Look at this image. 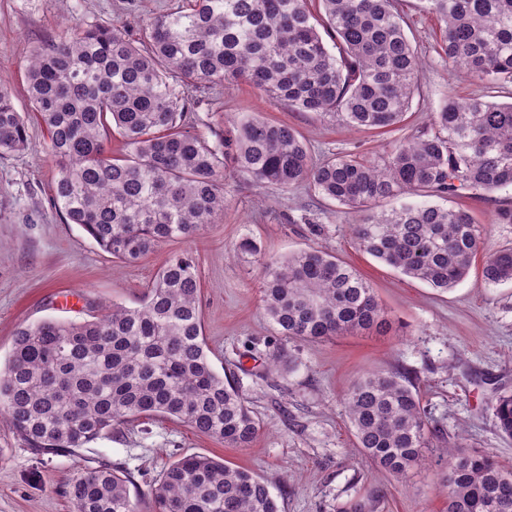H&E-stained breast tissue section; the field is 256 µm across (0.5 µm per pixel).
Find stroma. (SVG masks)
Segmentation results:
<instances>
[{"label":"stroma","instance_id":"stroma-1","mask_svg":"<svg viewBox=\"0 0 512 512\" xmlns=\"http://www.w3.org/2000/svg\"><path fill=\"white\" fill-rule=\"evenodd\" d=\"M178 0H0V80L18 111L29 109L24 77L34 47L54 41L75 20L137 31L140 22ZM395 7L421 59L416 92L404 123L355 131L313 112L271 101L245 82L193 93L188 129L204 137L228 131L233 118L257 114L294 127L314 158L356 156L378 162L398 140L432 127L448 97L487 93L512 100V84L491 90L449 67L440 49L441 26L423 0ZM48 136L29 126L27 149L0 158V367L14 334L45 318L83 321L112 304L135 307L160 268L176 254L198 262L201 308L210 359L230 374L261 420L247 448H228L183 423L162 417L121 425L78 456L37 455L0 414V512H73L67 484L96 461L124 467L139 512H151L148 487L178 457L205 454L252 470L277 496L283 512H351L378 492L373 512H444L440 492L448 469V437L491 453L512 469V438L500 435L492 402L512 391V284L486 285L480 266L448 292L407 278L356 244L359 212L324 199L308 184L280 191L235 172L233 146L224 161V214L190 240H172L134 263L112 259L51 204L55 164ZM483 230L482 251L512 246V189L460 198ZM251 238L258 250L235 248ZM319 247L350 264L373 288L391 323L383 335H344L322 342L283 340L262 301L263 263ZM408 370L429 421L447 437L425 449L405 483L394 481L355 449L344 404L348 388L374 372Z\"/></svg>","mask_w":512,"mask_h":512}]
</instances>
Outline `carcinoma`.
<instances>
[{"label": "carcinoma", "mask_w": 512, "mask_h": 512, "mask_svg": "<svg viewBox=\"0 0 512 512\" xmlns=\"http://www.w3.org/2000/svg\"><path fill=\"white\" fill-rule=\"evenodd\" d=\"M443 22L442 49L487 88L512 84V0H424ZM337 53H332L320 30ZM420 60L393 0H181L134 38L76 23L34 48L31 113L0 85V156L28 145L30 115L46 128L53 201L104 252L135 262L165 241L192 239L224 214V138L185 128L188 89L247 82L299 112L355 129L396 126L412 104ZM236 171L281 190L311 184L357 211L405 194L453 199L512 186V102L448 99L434 128L392 145L382 163L316 160L284 123L234 124ZM120 140L114 153L107 148ZM359 247L400 274L446 291L466 279L481 229L464 208L402 205L353 227ZM485 282H512V247L483 257ZM197 263L175 255L137 307L112 305L83 322L20 327L0 411L38 455L77 451L141 416L181 422L229 448H247L260 422L208 355ZM263 303L285 338L316 341L379 331L388 319L353 267L309 248L264 262ZM357 449L397 480L444 436L429 425L401 372H372L348 390ZM512 437V393L494 408ZM445 512H512V471L460 443L448 448ZM129 473L107 462L66 488L74 512H138ZM153 512H282L252 471L202 454L173 461L149 490Z\"/></svg>", "instance_id": "carcinoma-1"}]
</instances>
